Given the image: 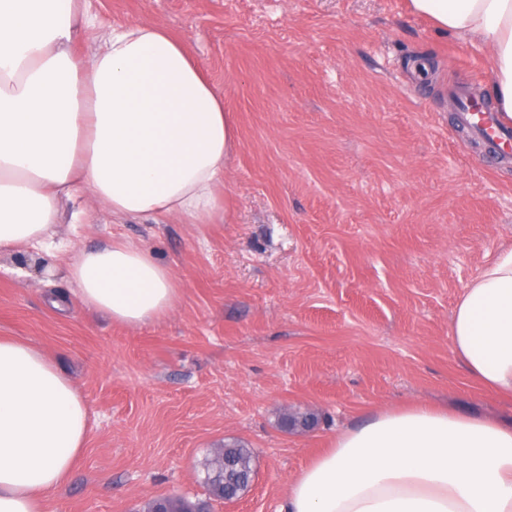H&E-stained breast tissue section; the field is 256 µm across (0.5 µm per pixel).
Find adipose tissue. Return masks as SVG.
Returning <instances> with one entry per match:
<instances>
[{"label":"adipose tissue","instance_id":"obj_1","mask_svg":"<svg viewBox=\"0 0 512 512\" xmlns=\"http://www.w3.org/2000/svg\"><path fill=\"white\" fill-rule=\"evenodd\" d=\"M412 13L489 52L490 93L512 123V0H409ZM84 0H0V254L46 248L75 186L116 217L223 216L237 132L224 98L163 27L134 22L91 57ZM83 306L141 327L178 288L128 241L70 265ZM452 353L483 390L512 398V248L456 302ZM90 434L85 397L43 347L0 336V512H53ZM281 512H512V421L422 403L379 409L331 437L288 483Z\"/></svg>","mask_w":512,"mask_h":512}]
</instances>
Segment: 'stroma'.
Instances as JSON below:
<instances>
[{
  "instance_id": "35a3bbf8",
  "label": "stroma",
  "mask_w": 512,
  "mask_h": 512,
  "mask_svg": "<svg viewBox=\"0 0 512 512\" xmlns=\"http://www.w3.org/2000/svg\"><path fill=\"white\" fill-rule=\"evenodd\" d=\"M98 36L151 22L181 40L224 95L238 147L216 224L113 220L75 187L53 241V286L0 254V336L44 347L91 411L55 512H143L203 499L210 449L241 441L256 479L214 512H278L288 481L336 431L377 408L446 405L502 420L450 352L468 281L512 245V154L461 132L452 86L485 90L489 54L439 33L407 0H86ZM423 61L418 74L411 64ZM132 241L171 266L165 319L129 328L85 308L65 265ZM315 413L309 431L280 414Z\"/></svg>"
}]
</instances>
